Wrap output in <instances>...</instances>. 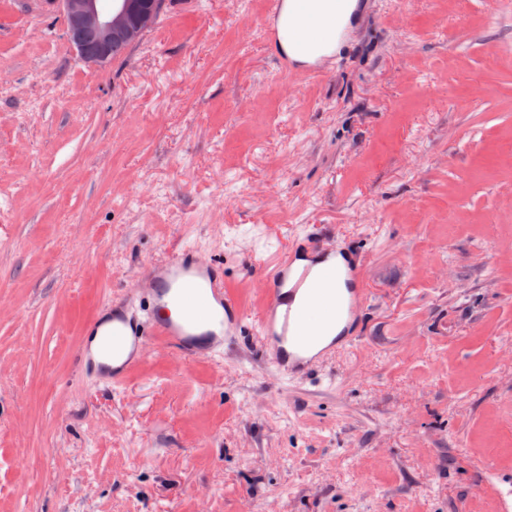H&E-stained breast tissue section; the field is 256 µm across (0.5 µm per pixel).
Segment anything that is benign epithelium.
<instances>
[{
	"label": "benign epithelium",
	"mask_w": 512,
	"mask_h": 512,
	"mask_svg": "<svg viewBox=\"0 0 512 512\" xmlns=\"http://www.w3.org/2000/svg\"><path fill=\"white\" fill-rule=\"evenodd\" d=\"M67 20L66 36L78 58L93 66L112 62V43L136 42L155 24L159 10L134 0H52Z\"/></svg>",
	"instance_id": "benign-epithelium-1"
}]
</instances>
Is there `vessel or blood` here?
I'll list each match as a JSON object with an SVG mask.
<instances>
[{"label":"vessel or blood","instance_id":"b4317fda","mask_svg":"<svg viewBox=\"0 0 512 512\" xmlns=\"http://www.w3.org/2000/svg\"><path fill=\"white\" fill-rule=\"evenodd\" d=\"M338 275L347 293L336 302V319L345 329L313 351L304 312L292 306L297 296L311 295L317 286L311 267L295 266L285 257L266 274L270 300L258 320V330L278 372L289 380L306 379L354 338L353 318L365 305L367 293L359 266L345 265ZM150 281L148 316H137L124 304L113 307L106 318L93 325L112 344L107 362L100 365L110 382L124 379L149 340H158L184 357L194 358L229 344L244 321L236 303L225 297L215 267L197 261L192 252H180L154 268Z\"/></svg>","mask_w":512,"mask_h":512}]
</instances>
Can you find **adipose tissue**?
<instances>
[{
	"mask_svg": "<svg viewBox=\"0 0 512 512\" xmlns=\"http://www.w3.org/2000/svg\"><path fill=\"white\" fill-rule=\"evenodd\" d=\"M362 15L360 0H285L277 47L299 64H315L342 52Z\"/></svg>",
	"mask_w": 512,
	"mask_h": 512,
	"instance_id": "adipose-tissue-1",
	"label": "adipose tissue"
}]
</instances>
